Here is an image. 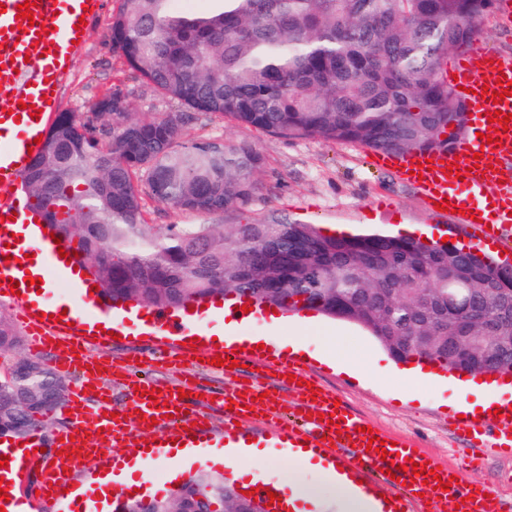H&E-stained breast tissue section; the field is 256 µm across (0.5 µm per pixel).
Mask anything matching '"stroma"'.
<instances>
[{
  "mask_svg": "<svg viewBox=\"0 0 512 512\" xmlns=\"http://www.w3.org/2000/svg\"><path fill=\"white\" fill-rule=\"evenodd\" d=\"M118 6L119 0H102L99 13L89 19L88 40L62 86L58 112L86 116L95 101L117 89L126 95L131 112L165 115L178 111L176 102L160 97L113 52L110 26ZM224 138L252 141L263 154L265 166L258 176L260 190L256 196L246 205L206 216L177 211L148 197L144 200L148 223L163 227L298 222L316 225L328 235L382 231L419 238L426 234L434 241L446 237L459 247L471 245V236L464 227L433 220L417 189L405 183L394 170L375 166L370 148L267 135L205 115L196 116L183 127V139L187 142ZM379 199L400 209V216L392 218L372 209V202ZM0 318L11 325L19 339L18 346L0 349V379L22 363L54 365L57 347H49L43 353L32 352L29 334L9 301L0 299ZM292 318V313H281L279 324L274 326L269 317L262 316L243 327V334L268 339L263 349L254 351L252 364L244 370L254 382H272L274 364L281 356L279 344L296 333ZM330 334L350 344V356L358 363V370L335 368L319 360L318 354ZM162 343V338L154 335L116 340L108 351V359L172 384L188 381L206 391L223 388V375L192 361L179 367L162 361L143 364V355ZM306 344L308 351L301 354V365L323 389L337 395L371 424L411 440L438 462L451 467L460 463L465 442L449 430L448 414L455 409L463 379H452L445 373L430 376L415 396H408L402 364L392 360L361 327L343 320L317 317L315 327L306 333ZM239 433L246 439L257 440L266 450L265 455L250 460V467L277 478L282 468L287 467L288 458L281 446L275 444L271 426L246 417ZM468 477L489 484L501 499L512 503V459L486 458L469 470Z\"/></svg>",
  "mask_w": 512,
  "mask_h": 512,
  "instance_id": "1",
  "label": "stroma"
}]
</instances>
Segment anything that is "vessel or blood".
I'll use <instances>...</instances> for the list:
<instances>
[{
	"mask_svg": "<svg viewBox=\"0 0 512 512\" xmlns=\"http://www.w3.org/2000/svg\"><path fill=\"white\" fill-rule=\"evenodd\" d=\"M23 0H0L5 10L0 13V190L8 191L24 174L32 153L41 152L43 139L53 121L57 97L66 80L81 43L87 38L80 29V17L95 13L99 0H35L32 19L19 17ZM458 77V98L466 108L465 120L470 132L456 140L447 150L416 151L403 155L377 152L379 165L396 168L401 176L417 185L427 207L450 205L452 221L471 229L475 245L486 241H512V187L502 185L498 171L504 161L512 159V128L499 131V143H484L489 117L494 113H512V58L490 49L482 38H475L469 51L461 55L452 68ZM509 89L508 97L495 99L499 88ZM39 115H31V108ZM433 167H425V160ZM460 166L461 177L446 176L448 166ZM35 229L31 241L16 237V225ZM79 258L64 259L58 246L45 230L41 211L36 206H17L0 200V294H5L19 312L24 327L31 333L35 349L44 350L50 340L64 341L65 351L55 370L58 377L71 378L81 373L64 407L67 409L65 429L43 442L38 432L6 447L0 446V457L8 463L0 467V488L10 496L6 512H54L66 506L68 512H81L76 498L68 494L72 477L101 456L104 449L125 445L130 433H137L140 447L162 449L172 442L191 445L209 433V418L190 410L193 396H179L174 385L128 375L129 409L111 416L112 405L93 397L99 389V367L109 345L108 338L92 337L87 332L101 307L86 277L79 271ZM51 274L52 285H66L77 291L76 301L64 304L47 301L31 285V268ZM18 293H11V284ZM200 312H185L181 317L154 313L150 326L171 336L187 335V326L200 319ZM278 369L294 375L287 388L306 416L303 423L289 421L279 411V396L274 390L252 382H234L217 393L215 406L224 410V434L237 433L244 416L273 422L277 437L292 447L319 449L335 463L348 468L358 477H376L394 497L390 512H505L499 497L490 496L489 485L469 481L465 469L430 461L427 454L413 443L393 440L381 434L384 442H395L387 455L369 450L368 434L362 433L365 421L348 412L335 401L334 395L320 392L312 396L300 385L305 370L296 360L281 361ZM157 389L156 400L145 392ZM449 428L463 437L465 457L495 455L512 457V406L503 408L501 418L486 425L473 416L457 418L449 415ZM56 448L52 465L38 477V492L30 497L15 495L14 482L37 459L43 446ZM415 462L431 465L442 479L452 480L450 491L426 484L423 475L404 471L392 479L388 469L393 464Z\"/></svg>",
	"mask_w": 512,
	"mask_h": 512,
	"instance_id": "b4317fda",
	"label": "vessel or blood"
}]
</instances>
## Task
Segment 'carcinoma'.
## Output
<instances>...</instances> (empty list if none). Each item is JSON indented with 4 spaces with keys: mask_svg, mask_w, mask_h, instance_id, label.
<instances>
[{
    "mask_svg": "<svg viewBox=\"0 0 512 512\" xmlns=\"http://www.w3.org/2000/svg\"><path fill=\"white\" fill-rule=\"evenodd\" d=\"M486 0H211L185 14L174 0H120L112 50L176 115L62 113L29 164L23 189L75 245L101 295L179 308L217 296L285 311L316 310L362 327L392 358L442 363L473 376L512 372L481 328L474 348H448V294L512 334V275L478 250L406 236H330L312 224H170L145 220L142 193L209 215L247 204L263 156L246 140L182 142L196 114L281 137L410 153L449 148L465 106L443 77L479 33ZM469 286L448 285V270ZM64 385L27 363L0 382V432L24 433ZM230 484L203 471L158 512H234Z\"/></svg>",
    "mask_w": 512,
    "mask_h": 512,
    "instance_id": "obj_1",
    "label": "carcinoma"
}]
</instances>
